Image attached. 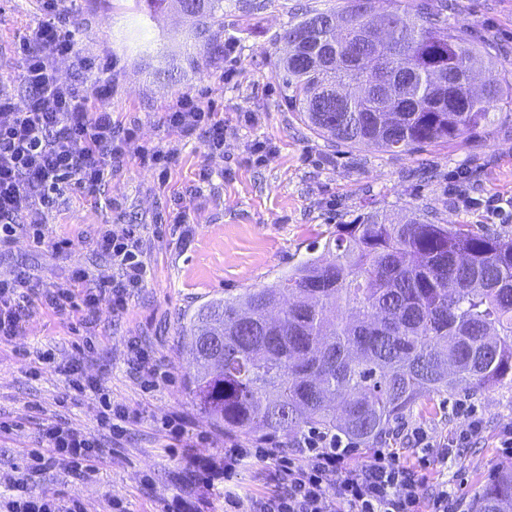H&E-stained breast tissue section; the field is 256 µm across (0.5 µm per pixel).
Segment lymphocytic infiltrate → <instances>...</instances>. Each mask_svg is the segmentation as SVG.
<instances>
[{
    "label": "lymphocytic infiltrate",
    "instance_id": "obj_1",
    "mask_svg": "<svg viewBox=\"0 0 512 512\" xmlns=\"http://www.w3.org/2000/svg\"><path fill=\"white\" fill-rule=\"evenodd\" d=\"M45 21L28 34L24 44L23 101L0 97V256L9 254L22 237L41 242L47 214L65 190L94 192L105 182L114 158L124 155L136 137L135 127L113 121L103 100L110 82V65L79 56L70 32L60 21L59 0H44ZM73 58L84 78L83 86L61 81L55 64ZM168 128L180 139L203 138L212 153L224 150V121L212 105L184 94L165 115ZM143 227L123 225L104 231L98 251L110 257L116 273L96 288L76 293V283L88 277L84 269L72 271L67 282L45 291L43 304L56 312L84 307L96 312L101 304L124 309L131 295L144 286L149 271L141 259ZM29 272L16 269L0 277V341L18 335L30 317ZM452 412L462 430L439 439L421 425L400 422L393 435L412 448L437 449L447 458L482 429L476 406L458 403ZM41 450L28 456L5 512H83L78 497H63L39 489L37 477L56 466L81 477L98 471L107 451L85 429L59 421L43 423ZM352 439L311 428L295 438L292 454L276 447L244 448L233 444L224 451L223 464L192 458L198 471L196 490L174 497L162 512H201L197 491L216 479L232 480L250 461L274 460L280 487L251 500V512H457L458 502L447 482L427 491L429 478L421 468L401 461L395 449H373L369 460L356 461Z\"/></svg>",
    "mask_w": 512,
    "mask_h": 512
}]
</instances>
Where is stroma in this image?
<instances>
[{"instance_id": "obj_1", "label": "stroma", "mask_w": 512, "mask_h": 512, "mask_svg": "<svg viewBox=\"0 0 512 512\" xmlns=\"http://www.w3.org/2000/svg\"><path fill=\"white\" fill-rule=\"evenodd\" d=\"M452 18L485 44L499 70L512 78V0H452ZM336 0H224V24L215 28L213 52L191 39L192 19L165 7L152 17L133 15L128 0H64L62 8L81 56L112 67L105 98L112 117L139 124V142L114 159L96 193H66L48 216L44 239L18 240L0 274L26 267L37 288L62 282L77 267L99 287L113 273L96 248L103 230L125 224L144 227L142 259L150 275L124 309L103 305L64 314L36 305L26 331L0 343V495L11 492L17 468L28 451L39 448V429L49 420L95 432L104 445L108 429L97 426V399L139 409L110 458L95 476L77 479L53 467L39 485L58 494H76L85 512H107L112 499L130 512H160L163 504L193 483L196 474L183 455L165 450L161 419L179 416L195 438V455L223 462L229 444L251 446L253 438L224 432L196 404L186 383L191 367L185 331L189 314L207 301L271 285L300 261L332 260L324 247L338 225L360 214L384 210L396 218L417 212L440 224H466L476 233L512 238V103L498 104L491 123L453 142L431 143L410 151L385 152L375 145L347 146L309 129L285 101L276 70L277 34L305 13L335 6ZM40 0H0V95L23 99L22 45L44 20ZM150 43L151 55L138 46ZM193 54L198 65H183L175 79L161 73L172 55ZM234 71L225 81V71ZM202 94L224 120V151L209 153L202 139L179 144L166 127L164 112L183 93ZM253 122H245L244 113ZM266 143L263 156L250 151ZM178 146L179 158L159 180L137 155L139 143ZM208 180H201V172ZM473 199L467 207L459 190ZM184 214L191 226L182 237L176 224ZM69 240L64 253L56 241ZM149 356L148 369L130 364L133 348ZM50 352L54 365L38 360ZM83 359L97 391H71L60 365ZM155 384H147L149 370ZM481 414V434L447 460L430 453L433 471L444 473L471 512L478 491L496 467L507 463L499 446L512 426V389L472 393ZM453 397L423 400L409 420L439 438L462 428L451 409Z\"/></svg>"}]
</instances>
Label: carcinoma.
<instances>
[{
  "label": "carcinoma",
  "mask_w": 512,
  "mask_h": 512,
  "mask_svg": "<svg viewBox=\"0 0 512 512\" xmlns=\"http://www.w3.org/2000/svg\"><path fill=\"white\" fill-rule=\"evenodd\" d=\"M386 31L353 43L363 24L344 0L276 36L288 105L316 134L385 152L454 141L512 101V82L452 22L448 0H384ZM193 39L216 51L224 0H174ZM441 71V91L432 79ZM379 95L340 106L336 89ZM333 260L302 261L267 288L210 301L187 318L189 389L224 431L259 440L315 427L365 443L427 397L512 387V238L466 224L404 222L368 212L324 243ZM474 512H512V465L497 469Z\"/></svg>",
  "instance_id": "carcinoma-1"
}]
</instances>
